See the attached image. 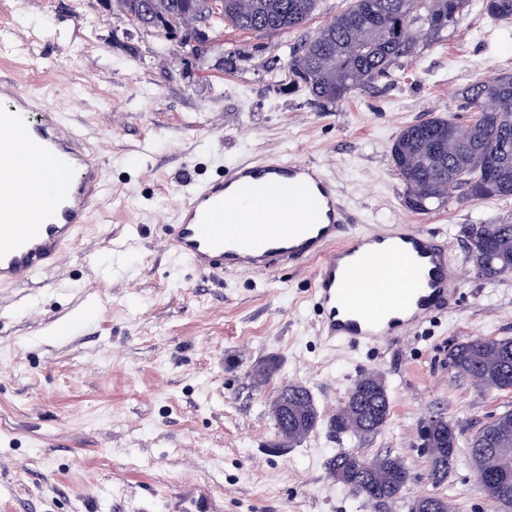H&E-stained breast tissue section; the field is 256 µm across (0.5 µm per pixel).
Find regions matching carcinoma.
I'll return each instance as SVG.
<instances>
[{
  "label": "carcinoma",
  "instance_id": "cac0c4a2",
  "mask_svg": "<svg viewBox=\"0 0 512 512\" xmlns=\"http://www.w3.org/2000/svg\"><path fill=\"white\" fill-rule=\"evenodd\" d=\"M160 17L158 27L179 37L187 58L210 47L194 36L196 21L219 30L228 24L240 30L277 34L303 27L317 0H145ZM471 0H351L349 6L293 51L288 70L318 100L334 103L362 91L389 73L402 58H411L423 42L443 38L469 10ZM492 19L512 21V0H483ZM464 112L471 113L469 139L456 133L451 118L434 117L403 128L391 148L394 167L405 186L404 202L415 211L441 205L466 189L474 199L512 197V74L483 78L462 94ZM471 252L477 272L496 278L512 272V221L470 228ZM448 361L485 391L512 389V338L476 337L448 348ZM255 375L261 387L276 377L281 361L263 360ZM288 390V415L295 421L289 438L301 442L321 425L323 415L311 392L298 384ZM390 418L384 381L361 375L338 413L328 419L332 432L368 437ZM459 429L437 417L421 428L424 447L431 450L429 477L448 479L458 447ZM470 452L478 486L496 512H512V497L500 499L491 474L502 457L512 458V412L498 417L474 436ZM326 469L356 496L381 503L398 498L410 481L405 461L390 454L356 459L343 453L330 457Z\"/></svg>",
  "mask_w": 512,
  "mask_h": 512
}]
</instances>
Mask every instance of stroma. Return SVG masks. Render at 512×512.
Masks as SVG:
<instances>
[{
    "label": "stroma",
    "mask_w": 512,
    "mask_h": 512,
    "mask_svg": "<svg viewBox=\"0 0 512 512\" xmlns=\"http://www.w3.org/2000/svg\"><path fill=\"white\" fill-rule=\"evenodd\" d=\"M319 0L308 24L279 34L225 27L208 54L185 59L165 31L146 32L102 0H0V79L46 95L99 152L108 199L59 266L0 288V512H409L421 496L453 512H493L474 479L470 442L512 410L448 362L472 336L512 337V274L479 275L468 229L512 219V198L466 195L418 213L404 203L391 147L432 117L468 124L461 93L512 73V22L472 5L443 40L389 76L320 103L288 60L348 5ZM288 157L320 166L357 230L418 224L447 238L460 272L455 306L405 342H327L309 261L266 275L200 273L165 251L187 179ZM282 361L256 389L254 367ZM380 373L391 415L377 435L320 427L278 451L270 405L307 387L331 416L354 381ZM442 415L459 428L442 485L429 478L419 429ZM343 449L402 457L411 480L382 505L325 468Z\"/></svg>",
    "instance_id": "obj_1"
}]
</instances>
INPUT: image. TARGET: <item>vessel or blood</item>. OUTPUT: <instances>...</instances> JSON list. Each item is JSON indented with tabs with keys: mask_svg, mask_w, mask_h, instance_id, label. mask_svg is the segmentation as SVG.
<instances>
[{
	"mask_svg": "<svg viewBox=\"0 0 512 512\" xmlns=\"http://www.w3.org/2000/svg\"><path fill=\"white\" fill-rule=\"evenodd\" d=\"M39 194L34 223L15 201ZM106 194L102 162L72 122L32 88L0 81V286L57 266ZM238 221L225 224L227 212ZM165 249L195 270L263 274L319 259L313 293L330 341L402 340L452 304L460 273L448 243L415 224L353 231L319 167L274 158L192 184Z\"/></svg>",
	"mask_w": 512,
	"mask_h": 512,
	"instance_id": "b4317fda",
	"label": "vessel or blood"
}]
</instances>
